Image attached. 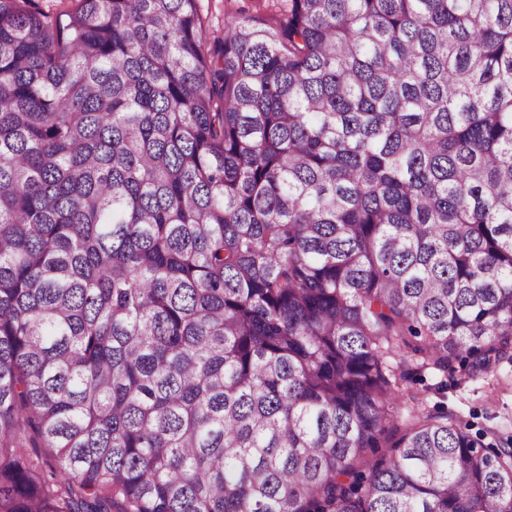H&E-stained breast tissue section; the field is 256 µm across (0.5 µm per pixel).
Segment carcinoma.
Instances as JSON below:
<instances>
[{
    "mask_svg": "<svg viewBox=\"0 0 512 512\" xmlns=\"http://www.w3.org/2000/svg\"><path fill=\"white\" fill-rule=\"evenodd\" d=\"M197 2L0 0V512H512L415 394L355 471L512 362V0ZM281 0H199L202 25L212 40L224 35V21L232 16L279 17Z\"/></svg>",
    "mask_w": 512,
    "mask_h": 512,
    "instance_id": "cac0c4a2",
    "label": "carcinoma"
}]
</instances>
